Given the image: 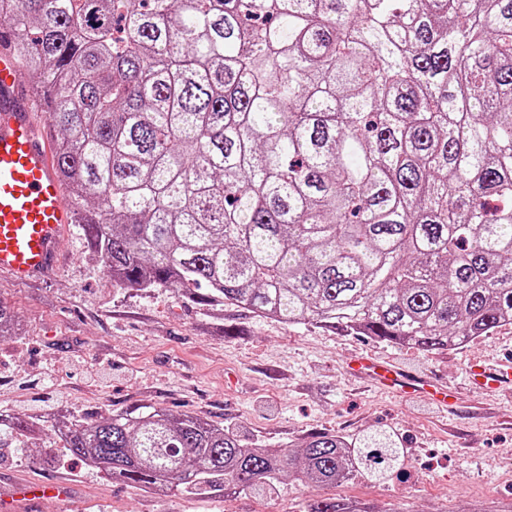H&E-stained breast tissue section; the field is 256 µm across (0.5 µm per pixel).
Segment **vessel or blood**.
Wrapping results in <instances>:
<instances>
[{
  "instance_id": "vessel-or-blood-1",
  "label": "vessel or blood",
  "mask_w": 512,
  "mask_h": 512,
  "mask_svg": "<svg viewBox=\"0 0 512 512\" xmlns=\"http://www.w3.org/2000/svg\"><path fill=\"white\" fill-rule=\"evenodd\" d=\"M11 38L10 31L0 32V275L29 282L59 268V240L77 213L35 121V101L16 80L18 61L7 46ZM351 371L443 406L456 402L451 388L384 362L361 358ZM467 374L473 384L495 390L512 384V361L496 368L473 364Z\"/></svg>"
}]
</instances>
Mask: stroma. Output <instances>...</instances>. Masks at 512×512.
Listing matches in <instances>:
<instances>
[{
	"label": "stroma",
	"mask_w": 512,
	"mask_h": 512,
	"mask_svg": "<svg viewBox=\"0 0 512 512\" xmlns=\"http://www.w3.org/2000/svg\"><path fill=\"white\" fill-rule=\"evenodd\" d=\"M45 279L19 284L0 275V301L17 313L22 336L0 339V410L52 406L75 414L138 404L190 413L234 429L249 443L288 446L332 431L349 440L388 432L407 456L405 480L357 476L327 496L374 503L387 512H507L512 506V392L468 389L465 367L512 353V324L438 354L393 347L310 325H287L246 311L196 303L167 288L113 284L77 225ZM231 326L236 336L223 334ZM365 354L439 377L459 396L454 416L418 396L391 394L347 371ZM34 450L0 454V494L17 481L72 484L74 501L37 512H306L297 482L277 495L162 497L72 462L44 467Z\"/></svg>",
	"instance_id": "obj_1"
}]
</instances>
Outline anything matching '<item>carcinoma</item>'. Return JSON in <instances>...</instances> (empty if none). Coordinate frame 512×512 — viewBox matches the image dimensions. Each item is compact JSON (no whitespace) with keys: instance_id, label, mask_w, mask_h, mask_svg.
Here are the masks:
<instances>
[{"instance_id":"carcinoma-1","label":"carcinoma","mask_w":512,"mask_h":512,"mask_svg":"<svg viewBox=\"0 0 512 512\" xmlns=\"http://www.w3.org/2000/svg\"><path fill=\"white\" fill-rule=\"evenodd\" d=\"M79 230L123 288L438 353L512 324V0H0ZM0 301V338L22 335ZM161 496L406 468L375 433L257 448L161 406L0 411Z\"/></svg>"}]
</instances>
